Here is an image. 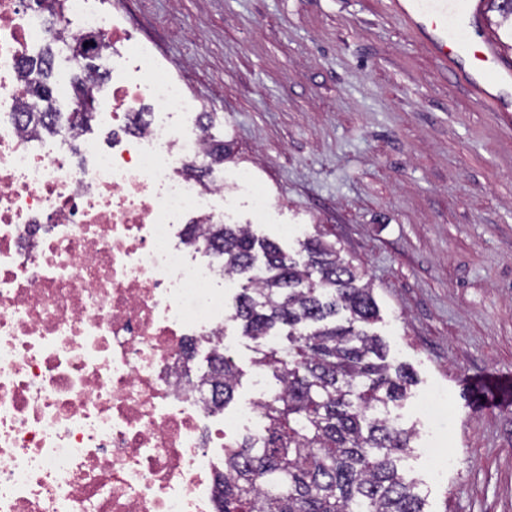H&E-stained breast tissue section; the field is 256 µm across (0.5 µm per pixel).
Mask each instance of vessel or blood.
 <instances>
[{"instance_id": "b4317fda", "label": "vessel or blood", "mask_w": 512, "mask_h": 512, "mask_svg": "<svg viewBox=\"0 0 512 512\" xmlns=\"http://www.w3.org/2000/svg\"><path fill=\"white\" fill-rule=\"evenodd\" d=\"M390 9L471 98L490 111L512 112V57L482 30L486 0H390Z\"/></svg>"}]
</instances>
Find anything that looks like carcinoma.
I'll use <instances>...</instances> for the list:
<instances>
[{"mask_svg":"<svg viewBox=\"0 0 512 512\" xmlns=\"http://www.w3.org/2000/svg\"><path fill=\"white\" fill-rule=\"evenodd\" d=\"M209 241L239 277L229 321L256 343L255 364L272 380L258 402L263 426L224 446L216 512H424L401 468L415 428L389 417L414 377L371 330V284L317 237L301 260L248 225L214 224ZM277 336L288 344L270 345ZM239 377L230 358L215 357L202 383L227 404Z\"/></svg>","mask_w":512,"mask_h":512,"instance_id":"1","label":"carcinoma"}]
</instances>
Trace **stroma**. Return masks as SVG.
<instances>
[{"label":"stroma","instance_id":"35a3bbf8","mask_svg":"<svg viewBox=\"0 0 512 512\" xmlns=\"http://www.w3.org/2000/svg\"><path fill=\"white\" fill-rule=\"evenodd\" d=\"M151 40L227 167L249 170L273 208L252 224L293 258L323 234L365 272L372 326L415 373L398 422L424 512H512V112L471 99L387 0H105ZM242 377L225 416L261 398L254 343L229 326ZM439 394L430 414L421 399ZM445 451L451 469L430 449Z\"/></svg>","mask_w":512,"mask_h":512}]
</instances>
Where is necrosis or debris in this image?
Masks as SVG:
<instances>
[{
  "label": "necrosis or debris",
  "mask_w": 512,
  "mask_h": 512,
  "mask_svg": "<svg viewBox=\"0 0 512 512\" xmlns=\"http://www.w3.org/2000/svg\"><path fill=\"white\" fill-rule=\"evenodd\" d=\"M54 45L61 100L73 68L109 67L83 77L96 131L26 126L27 64ZM215 170L195 103L96 0H0V512H216L224 438L257 411L225 417L186 356L227 349L238 283L202 227L234 193L258 224L272 202Z\"/></svg>",
  "instance_id": "obj_1"
}]
</instances>
